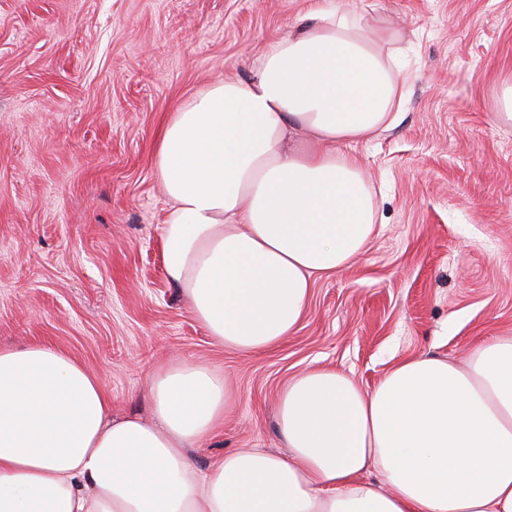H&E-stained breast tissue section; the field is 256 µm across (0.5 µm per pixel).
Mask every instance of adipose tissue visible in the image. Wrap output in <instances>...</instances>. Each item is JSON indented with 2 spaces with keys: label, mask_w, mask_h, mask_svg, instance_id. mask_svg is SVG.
I'll use <instances>...</instances> for the list:
<instances>
[{
  "label": "adipose tissue",
  "mask_w": 512,
  "mask_h": 512,
  "mask_svg": "<svg viewBox=\"0 0 512 512\" xmlns=\"http://www.w3.org/2000/svg\"><path fill=\"white\" fill-rule=\"evenodd\" d=\"M386 26L313 0L246 80L214 83L168 115L154 164L168 199V281L216 343L266 351L302 321L319 278L376 230L350 144L394 127L405 82ZM150 420L58 349H0V512H512V336L466 365L393 364L369 390L296 376L276 407L286 452L247 448L207 473L188 448L230 405L224 376L179 363L151 377Z\"/></svg>",
  "instance_id": "1"
}]
</instances>
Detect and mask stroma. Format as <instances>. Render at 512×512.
<instances>
[{"instance_id":"1","label":"stroma","mask_w":512,"mask_h":512,"mask_svg":"<svg viewBox=\"0 0 512 512\" xmlns=\"http://www.w3.org/2000/svg\"><path fill=\"white\" fill-rule=\"evenodd\" d=\"M403 32L400 122L353 147L378 234L318 281L298 328L242 354L212 342L163 268L153 146L211 83L245 79L308 0H0V348L81 362L112 415H151L150 374L223 372L224 424L193 449L283 453L274 403L315 367L373 388L397 360L465 362L512 336V0H341Z\"/></svg>"}]
</instances>
